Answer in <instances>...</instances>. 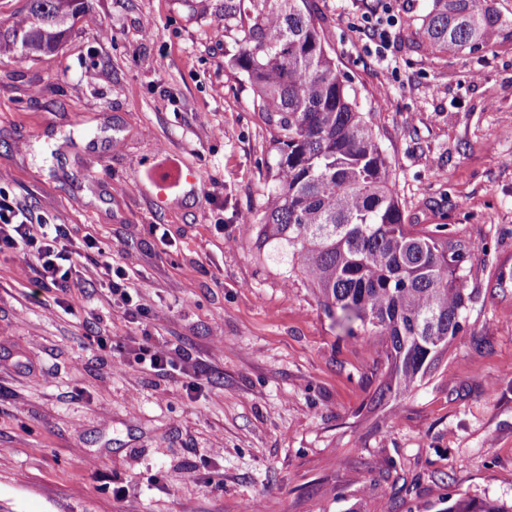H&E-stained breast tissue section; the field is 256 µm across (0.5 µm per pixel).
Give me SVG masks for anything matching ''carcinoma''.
I'll return each instance as SVG.
<instances>
[{
  "mask_svg": "<svg viewBox=\"0 0 512 512\" xmlns=\"http://www.w3.org/2000/svg\"><path fill=\"white\" fill-rule=\"evenodd\" d=\"M0 33V54L55 52L88 0H27ZM500 27L497 0H429L419 33L439 53L474 51ZM232 69L269 135L267 190L255 244L291 255L345 335L384 347L378 399L405 396L464 331L472 247L448 225L408 223L390 163L341 72L310 0H224ZM443 512H512L460 495Z\"/></svg>",
  "mask_w": 512,
  "mask_h": 512,
  "instance_id": "obj_1",
  "label": "carcinoma"
}]
</instances>
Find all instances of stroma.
<instances>
[{"label": "stroma", "mask_w": 512, "mask_h": 512, "mask_svg": "<svg viewBox=\"0 0 512 512\" xmlns=\"http://www.w3.org/2000/svg\"><path fill=\"white\" fill-rule=\"evenodd\" d=\"M311 2L411 221L473 248L464 333L377 402L378 341L254 245L268 135L225 64L224 0H89L57 53L0 57V194L111 245L144 312L88 259L56 307L34 258L0 255V512L512 501V0L460 54L422 44L425 0H396L385 50L356 25L376 0ZM145 336L173 368L137 364Z\"/></svg>", "instance_id": "1"}]
</instances>
